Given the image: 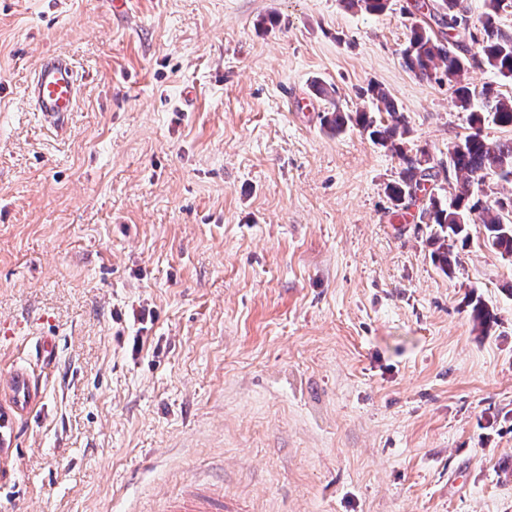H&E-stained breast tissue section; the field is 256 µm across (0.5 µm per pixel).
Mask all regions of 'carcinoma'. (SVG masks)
Returning <instances> with one entry per match:
<instances>
[{
    "label": "carcinoma",
    "instance_id": "1",
    "mask_svg": "<svg viewBox=\"0 0 512 512\" xmlns=\"http://www.w3.org/2000/svg\"><path fill=\"white\" fill-rule=\"evenodd\" d=\"M460 0H440L431 6L435 11L433 19L438 34L424 21L411 27V36L401 54L403 66L416 77L425 80L448 81L460 106L471 111L472 132L448 148V163L430 164L426 155L411 156L404 152L400 142L408 134L402 113L398 112L395 101L380 86L370 88L372 97L383 106L393 118L388 125L378 124L369 113L362 111L352 114L339 107L332 109L327 119L330 129L341 132L351 123L369 131L374 142L393 150L402 165L400 179L389 186V196L398 204H414L419 193H429V204L420 213V221L435 227L430 235L437 248L433 251L434 262L443 273H452L455 262L448 247V241L469 237L470 224L484 227V241L487 246L502 255L512 256V221L504 215L512 213V197L483 202L470 200L469 182L494 175L498 180L512 182V141L495 146L488 145L480 133L484 114L492 115L500 126L512 127V99L502 96L499 89L488 84L476 92L460 81L461 74L470 62L480 61L504 78L512 80V31H504L497 24L499 12L506 7L505 0H486V10L478 20L479 35L469 34L479 45L476 53L465 43L463 36L448 43L447 32L458 29L468 30L466 17L459 10ZM454 173L459 179L450 199L444 201L432 193L433 185L441 176ZM474 319L486 329L497 321L496 314L479 302L474 306Z\"/></svg>",
    "mask_w": 512,
    "mask_h": 512
}]
</instances>
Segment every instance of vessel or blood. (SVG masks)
<instances>
[{"label":"vessel or blood","mask_w":512,"mask_h":512,"mask_svg":"<svg viewBox=\"0 0 512 512\" xmlns=\"http://www.w3.org/2000/svg\"><path fill=\"white\" fill-rule=\"evenodd\" d=\"M77 94V75L70 61L59 54L45 55L34 71L30 86V97L41 117L55 125L63 126L72 112ZM6 386L22 393L20 407L32 411L33 390L23 373L8 376ZM167 512H242L241 508L226 502L223 495L212 488L192 486L172 500Z\"/></svg>","instance_id":"obj_1"}]
</instances>
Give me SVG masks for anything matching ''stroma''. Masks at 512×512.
<instances>
[{
  "instance_id": "stroma-1",
  "label": "stroma",
  "mask_w": 512,
  "mask_h": 512,
  "mask_svg": "<svg viewBox=\"0 0 512 512\" xmlns=\"http://www.w3.org/2000/svg\"><path fill=\"white\" fill-rule=\"evenodd\" d=\"M414 3L0 0V380L42 388L0 512H165L201 479L246 512H512V256L473 224L443 274L399 158L324 122L386 120L377 83L408 154L470 132L402 64ZM48 52L78 71L60 136L27 95Z\"/></svg>"
}]
</instances>
